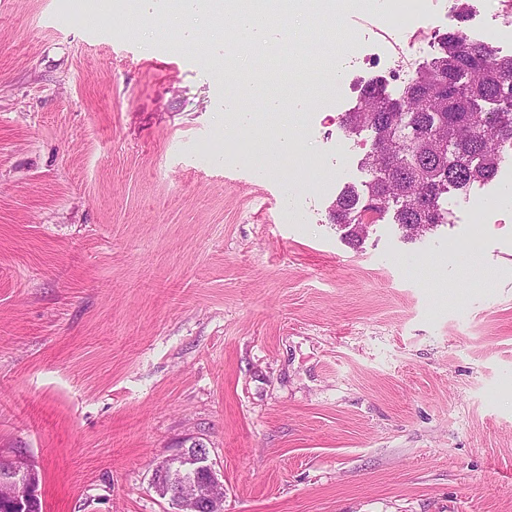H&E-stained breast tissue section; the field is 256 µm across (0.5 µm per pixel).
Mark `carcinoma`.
<instances>
[{
    "label": "carcinoma",
    "mask_w": 512,
    "mask_h": 512,
    "mask_svg": "<svg viewBox=\"0 0 512 512\" xmlns=\"http://www.w3.org/2000/svg\"><path fill=\"white\" fill-rule=\"evenodd\" d=\"M344 128L356 136L370 129L384 142L397 138L396 147L369 159L365 190L346 188L332 205L331 221L348 229V244L356 247L366 236L361 224L370 194L382 197L371 223L391 212L396 224L425 233L442 223L444 194L494 180L512 153V55L497 56L462 32H449L400 98L386 94L382 82H368ZM407 153L427 176L405 163Z\"/></svg>",
    "instance_id": "obj_1"
}]
</instances>
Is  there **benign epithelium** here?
<instances>
[{
  "instance_id": "obj_1",
  "label": "benign epithelium",
  "mask_w": 512,
  "mask_h": 512,
  "mask_svg": "<svg viewBox=\"0 0 512 512\" xmlns=\"http://www.w3.org/2000/svg\"><path fill=\"white\" fill-rule=\"evenodd\" d=\"M154 473L168 477L164 496L181 512H213L224 503V483L208 463L204 448H185L157 464ZM34 471L17 457L0 455V505L23 509L34 489Z\"/></svg>"
}]
</instances>
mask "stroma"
Returning a JSON list of instances; mask_svg holds the SVG:
<instances>
[{
    "label": "stroma",
    "mask_w": 512,
    "mask_h": 512,
    "mask_svg": "<svg viewBox=\"0 0 512 512\" xmlns=\"http://www.w3.org/2000/svg\"><path fill=\"white\" fill-rule=\"evenodd\" d=\"M426 0L433 36L502 22L500 0ZM275 73L310 183L224 127V36L171 0H0V452L42 512H177L156 465L195 439L223 512H512V159L445 195L447 223L392 218L359 246L329 211L371 178L344 112L399 97L361 0L342 44L289 13ZM342 57L337 92L277 76ZM487 207L476 223L475 197Z\"/></svg>",
    "instance_id": "stroma-1"
}]
</instances>
